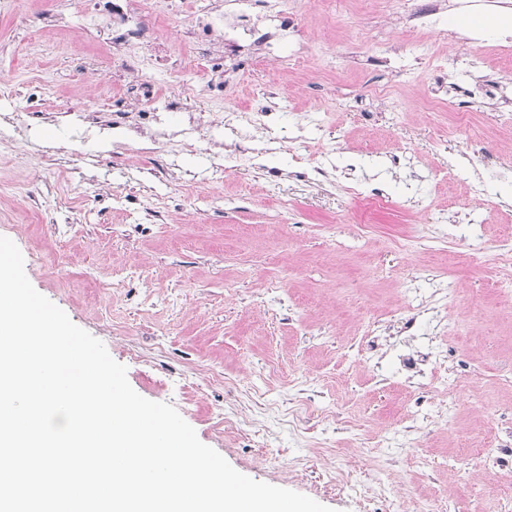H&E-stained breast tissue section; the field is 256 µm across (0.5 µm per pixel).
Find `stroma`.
<instances>
[{
    "instance_id": "stroma-1",
    "label": "stroma",
    "mask_w": 512,
    "mask_h": 512,
    "mask_svg": "<svg viewBox=\"0 0 512 512\" xmlns=\"http://www.w3.org/2000/svg\"><path fill=\"white\" fill-rule=\"evenodd\" d=\"M216 3L150 0L139 73L202 112L267 111L253 151L173 136L146 158L91 140L69 170L45 157L71 129L33 118L25 88L107 104L123 74L99 52L104 25L75 0L0 5V113L28 128L0 131V181L20 186L0 197V236L138 394L240 473L334 512H500L512 464L476 450L512 432V51L448 23L499 0H442L430 28L413 19L424 0H262L257 23L284 10L291 33L227 60L217 87L169 36ZM486 77L502 98L465 100ZM285 128L302 148L270 150ZM428 344L433 376L409 382L400 358ZM324 411L342 421L332 455ZM334 471L357 492L331 489Z\"/></svg>"
}]
</instances>
